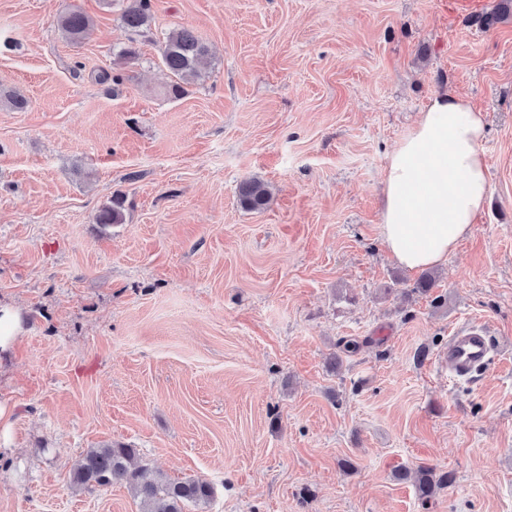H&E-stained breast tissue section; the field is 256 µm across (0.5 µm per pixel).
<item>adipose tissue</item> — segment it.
I'll list each match as a JSON object with an SVG mask.
<instances>
[{"mask_svg":"<svg viewBox=\"0 0 512 512\" xmlns=\"http://www.w3.org/2000/svg\"><path fill=\"white\" fill-rule=\"evenodd\" d=\"M484 116L462 98L434 96L389 155L382 237L402 266L444 262L473 229L487 195Z\"/></svg>","mask_w":512,"mask_h":512,"instance_id":"1","label":"adipose tissue"}]
</instances>
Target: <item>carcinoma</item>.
Returning a JSON list of instances; mask_svg holds the SVG:
<instances>
[{"mask_svg":"<svg viewBox=\"0 0 512 512\" xmlns=\"http://www.w3.org/2000/svg\"><path fill=\"white\" fill-rule=\"evenodd\" d=\"M512 17V0H500L496 9L476 18V23L489 30ZM122 24L137 32L150 21V0H130L121 15ZM59 29L71 43H83L92 28L91 19L73 5L60 14ZM161 62L173 75L168 95L178 98L186 86L201 78L210 64L208 45L188 29L168 33L161 47ZM271 192L267 183L252 179L239 188L238 200L247 211L261 212L269 203ZM97 224H121L124 221L123 201L114 197L105 203L94 217ZM137 449L129 445L112 443L89 448L75 463L71 484L81 490H104L114 483L124 484L141 505V512H185V506H207L213 495L211 484L202 479L171 480L158 475L145 479ZM403 476L413 478L420 498L427 500L434 492L453 483L450 472H439L432 467L420 466Z\"/></svg>","mask_w":512,"mask_h":512,"instance_id":"carcinoma-1","label":"carcinoma"}]
</instances>
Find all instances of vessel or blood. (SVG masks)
I'll use <instances>...</instances> for the list:
<instances>
[{
  "instance_id": "vessel-or-blood-1",
  "label": "vessel or blood",
  "mask_w": 512,
  "mask_h": 512,
  "mask_svg": "<svg viewBox=\"0 0 512 512\" xmlns=\"http://www.w3.org/2000/svg\"><path fill=\"white\" fill-rule=\"evenodd\" d=\"M494 341L486 328L470 325L457 329L448 338L445 362L448 374L457 380L470 379L476 369L489 363Z\"/></svg>"
}]
</instances>
